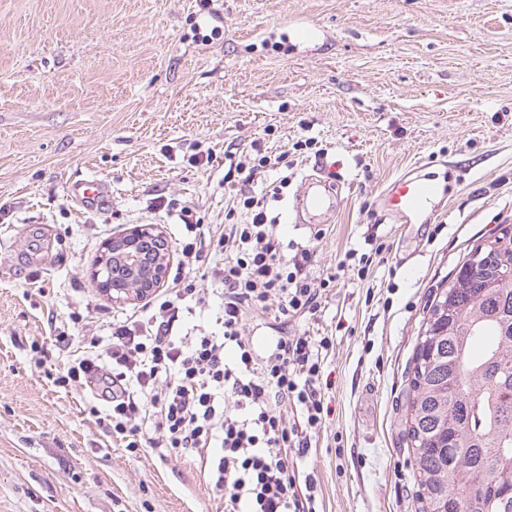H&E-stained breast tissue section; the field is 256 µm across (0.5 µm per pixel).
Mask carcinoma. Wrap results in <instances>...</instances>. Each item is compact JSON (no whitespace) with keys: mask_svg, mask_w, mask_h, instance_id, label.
<instances>
[{"mask_svg":"<svg viewBox=\"0 0 512 512\" xmlns=\"http://www.w3.org/2000/svg\"><path fill=\"white\" fill-rule=\"evenodd\" d=\"M475 282L437 288L416 338L405 402L419 512H512L494 483L512 462V230Z\"/></svg>","mask_w":512,"mask_h":512,"instance_id":"carcinoma-1","label":"carcinoma"}]
</instances>
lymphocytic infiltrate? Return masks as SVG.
<instances>
[{
    "label": "lymphocytic infiltrate",
    "mask_w": 512,
    "mask_h": 512,
    "mask_svg": "<svg viewBox=\"0 0 512 512\" xmlns=\"http://www.w3.org/2000/svg\"><path fill=\"white\" fill-rule=\"evenodd\" d=\"M237 167L247 187L233 205L247 223L208 236L196 210L180 206L188 239L171 287L142 311L114 319L107 337H88V354L69 362L55 382L66 389L101 382L105 419L129 449L145 442L180 455L216 449L207 476L224 497V512H321L317 477L299 475L297 461L325 418L323 365L334 339L280 336L261 356L244 326L250 317L316 315L339 275H312L313 252L285 240L268 209L289 182L287 154L245 155ZM271 171L278 177L269 183ZM204 259L221 286V312L214 326L186 332L181 313L211 306L209 289L196 283ZM103 343L104 359L97 352Z\"/></svg>",
    "instance_id": "f902f5d3"
}]
</instances>
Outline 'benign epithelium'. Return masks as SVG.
Listing matches in <instances>:
<instances>
[{
    "label": "benign epithelium",
    "mask_w": 512,
    "mask_h": 512,
    "mask_svg": "<svg viewBox=\"0 0 512 512\" xmlns=\"http://www.w3.org/2000/svg\"><path fill=\"white\" fill-rule=\"evenodd\" d=\"M159 233L153 225H140L115 237L105 250L112 263L100 261L92 272V280L106 291L114 302L148 297L167 281L169 253L155 246Z\"/></svg>",
    "instance_id": "7a95c632"
}]
</instances>
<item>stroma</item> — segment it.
<instances>
[{
	"label": "stroma",
	"instance_id": "35a3bbf8",
	"mask_svg": "<svg viewBox=\"0 0 512 512\" xmlns=\"http://www.w3.org/2000/svg\"><path fill=\"white\" fill-rule=\"evenodd\" d=\"M0 0V512H224L198 458L129 451L89 409L96 390L53 382L81 335L139 310L91 272L112 238L186 231L152 198L224 223L243 188L225 151H290L293 177L337 180L334 213L281 224L316 270L364 238L386 242L366 280L346 273L317 316L247 320L249 339L331 335L332 413L305 462L325 512H416L404 402L433 291L485 237L512 226V0ZM319 30L299 45L295 26ZM316 150L299 154L308 137ZM439 181L436 218L379 202L408 171ZM112 184L86 209L69 182ZM326 229L322 239L313 231ZM89 316L73 324L75 311Z\"/></svg>",
	"mask_w": 512,
	"mask_h": 512
}]
</instances>
